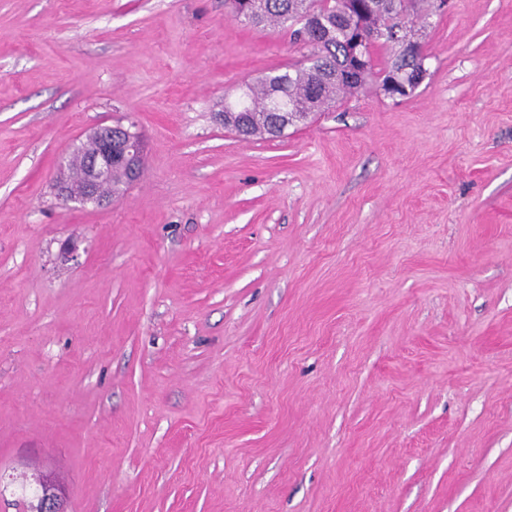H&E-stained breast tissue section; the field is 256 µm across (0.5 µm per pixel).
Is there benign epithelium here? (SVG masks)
I'll use <instances>...</instances> for the list:
<instances>
[{"label": "benign epithelium", "mask_w": 512, "mask_h": 512, "mask_svg": "<svg viewBox=\"0 0 512 512\" xmlns=\"http://www.w3.org/2000/svg\"><path fill=\"white\" fill-rule=\"evenodd\" d=\"M403 54L412 55L419 40L408 31L395 28L384 34ZM86 138L95 145L84 167V186L81 192L70 190L67 163H62L56 180L57 196L66 205L70 203L97 206L112 199V168L120 165L139 175L142 172L143 141L139 131L129 126L104 125L93 127ZM43 490L34 512H65V496L57 481L47 474L40 475Z\"/></svg>", "instance_id": "1"}]
</instances>
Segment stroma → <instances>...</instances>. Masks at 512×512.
Returning <instances> with one entry per match:
<instances>
[{
    "mask_svg": "<svg viewBox=\"0 0 512 512\" xmlns=\"http://www.w3.org/2000/svg\"><path fill=\"white\" fill-rule=\"evenodd\" d=\"M422 42L411 95L244 140L287 28L0 0V512L37 471L67 512H512V0ZM131 121L142 177L65 206ZM86 138L94 142L95 151L85 161L84 186L81 192L75 193L69 188L67 159L59 168L56 191L65 205L74 203L80 206H101L109 202L112 199V168L115 165L134 172L137 178L142 172L143 141L138 130L122 124H100L93 127L86 134ZM115 141L120 144L119 151H113Z\"/></svg>",
    "mask_w": 512,
    "mask_h": 512,
    "instance_id": "35a3bbf8",
    "label": "stroma"
}]
</instances>
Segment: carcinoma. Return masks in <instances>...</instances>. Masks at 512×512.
<instances>
[{
    "instance_id": "cac0c4a2",
    "label": "carcinoma",
    "mask_w": 512,
    "mask_h": 512,
    "mask_svg": "<svg viewBox=\"0 0 512 512\" xmlns=\"http://www.w3.org/2000/svg\"><path fill=\"white\" fill-rule=\"evenodd\" d=\"M425 0H377L378 7H363L348 13L339 0H232V13L247 23L260 26L274 21L291 30L296 42L310 49V55H320L316 62L303 68L288 67L248 85V94L232 102L238 111L230 114L238 135L251 137L270 132L279 119L288 114L295 126L336 102L340 94L359 91L326 71L327 62L347 59L360 47L369 61L368 80L376 83L390 73L400 74V86L413 91L414 73L422 68L425 56L418 53L403 56L399 49L384 39L358 43L360 31L381 32L390 28H412L414 21L429 18L424 12ZM383 50L388 59L381 62L377 51Z\"/></svg>"
}]
</instances>
